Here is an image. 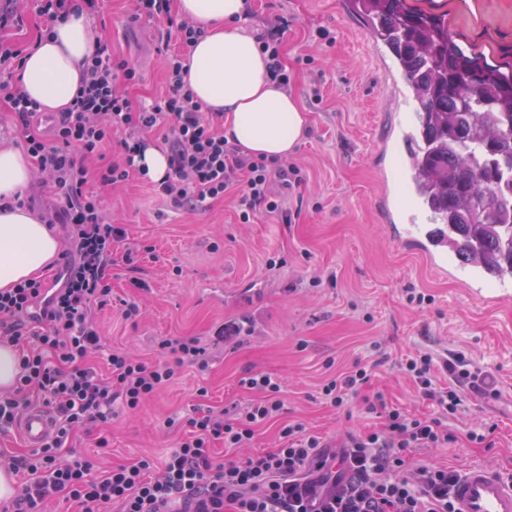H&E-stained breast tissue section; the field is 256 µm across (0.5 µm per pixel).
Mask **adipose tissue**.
<instances>
[{
    "instance_id": "1",
    "label": "adipose tissue",
    "mask_w": 512,
    "mask_h": 512,
    "mask_svg": "<svg viewBox=\"0 0 512 512\" xmlns=\"http://www.w3.org/2000/svg\"><path fill=\"white\" fill-rule=\"evenodd\" d=\"M176 8L206 31L190 49L185 90L202 111L223 113L225 137L245 154L288 156L307 129V115L267 73L255 39L241 24L243 0H176ZM101 39L82 0H75L67 17L49 24L27 51L18 88L42 111H63L79 93L84 63ZM32 172L23 150L0 143V197L24 191ZM62 248L37 213L0 205V290L50 269Z\"/></svg>"
}]
</instances>
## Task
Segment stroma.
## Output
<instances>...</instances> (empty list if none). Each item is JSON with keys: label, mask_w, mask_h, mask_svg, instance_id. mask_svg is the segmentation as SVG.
Segmentation results:
<instances>
[{"label": "stroma", "mask_w": 512, "mask_h": 512, "mask_svg": "<svg viewBox=\"0 0 512 512\" xmlns=\"http://www.w3.org/2000/svg\"><path fill=\"white\" fill-rule=\"evenodd\" d=\"M410 7L442 15L468 52L488 62L512 65V0H407ZM135 0H105L94 23L115 56L137 66L133 101H150L164 82V55L156 23L134 19ZM256 15L244 22L261 31L268 19L287 22L284 58L294 75L292 95L308 116L307 132L289 155L305 168L306 185L290 192L291 223L262 217L236 221L231 200L187 211L157 197L131 177L102 188L107 222L125 237L112 248L108 269L110 305L96 310L105 348L146 362L158 357L162 338H194L207 351L205 368H176L171 383L137 412L116 409L110 423L91 426L71 442L99 469L142 459L161 462L179 441L183 421L195 409L224 408L252 399L238 381L266 372L284 383L285 412L259 426L249 448L216 445L218 459H239L280 444L284 424H302L306 434L335 446L348 430L373 423L361 400L349 413L324 403L325 378L355 363H376L372 392L414 414L435 410L398 367L402 355L429 352L436 363L462 352L498 379V399L464 395V410L448 422L454 443L413 448L416 463L464 469L483 464L512 474V301L481 305L455 279L431 276L421 260L398 249L381 218L379 196L393 169L382 140L404 110L392 95L372 46V37L350 12L347 0H256ZM327 39H316L317 31ZM321 85L322 99L307 96ZM139 250L137 270L123 255ZM432 296L416 307L407 289ZM139 302L137 322L124 321L121 303ZM493 425L491 446L467 433ZM109 441L97 448L99 437Z\"/></svg>", "instance_id": "stroma-1"}]
</instances>
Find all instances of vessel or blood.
I'll list each match as a JSON object with an SVG mask.
<instances>
[{
  "label": "vessel or blood",
  "instance_id": "1",
  "mask_svg": "<svg viewBox=\"0 0 512 512\" xmlns=\"http://www.w3.org/2000/svg\"><path fill=\"white\" fill-rule=\"evenodd\" d=\"M419 118L410 116L391 127L384 147L390 148L399 163V177L386 185L381 197V214L399 248L423 256L432 271L466 284L471 295L483 304L512 298V283L501 281L489 287L485 267L459 268L448 262V239L438 232L437 217L421 198L414 183L413 158L422 148ZM15 429L25 447H41L53 432L50 413L32 406L21 415ZM453 496L457 512H512V476L482 465L464 469Z\"/></svg>",
  "mask_w": 512,
  "mask_h": 512
}]
</instances>
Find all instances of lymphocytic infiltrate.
<instances>
[{
  "label": "lymphocytic infiltrate",
  "mask_w": 512,
  "mask_h": 512,
  "mask_svg": "<svg viewBox=\"0 0 512 512\" xmlns=\"http://www.w3.org/2000/svg\"><path fill=\"white\" fill-rule=\"evenodd\" d=\"M137 18L162 24V42H177L179 51L165 58L166 91L151 106L134 105L128 86L136 68L114 58L103 46L87 66L82 89L72 105L59 113L51 137L38 129L40 106L14 86L13 72L22 51L2 38L5 30L23 28L25 0H0V100L14 119L13 132L34 163L38 183L57 198L42 219L69 228L73 257L65 263L63 282L50 288L25 279L0 291V339L21 358L14 387L0 392V431L12 428L22 408L47 407L54 422L51 438L39 448L11 456L9 469L21 474V490L0 503V512H43L44 503L64 498L78 512H456L453 488L459 478L448 466L409 467L412 448H438L450 443L446 421L456 415L464 389L496 396L497 378L457 352L446 363L447 383H440L431 354L406 355L400 369L413 379L422 397L434 402V416H415L387 406L381 395H367L372 372L361 365L323 384V399L336 410L364 398L378 425L346 432L339 452L325 453L319 439L299 424L282 427V445L271 452L215 462V442L228 448L249 444L256 428L282 414L281 381L252 373L240 381L255 399L234 407L231 415L204 409L187 421L188 435L161 465L146 460L118 463L93 474L89 461L64 457L70 439L91 423H107L115 405L137 411L173 379L175 366L202 365L196 340L163 339V358L154 365L114 350L107 356L109 376L87 367V358L101 347L94 308L109 304L112 288L107 269L112 245L121 228L106 223L102 201L88 188L90 180L113 186L140 173L145 136L164 134L168 170L152 187L178 208L195 211L206 202L232 199L239 223L262 217L290 222L280 187L295 189L307 182L297 165L246 155L217 126L222 115L203 112L184 89L181 52L203 36L191 19H176L171 0H137ZM284 28L269 24L256 42L268 59L274 82L291 90L293 80L283 62ZM120 135V159L90 171L86 161L100 155L113 135Z\"/></svg>",
  "instance_id": "f902f5d3"
}]
</instances>
